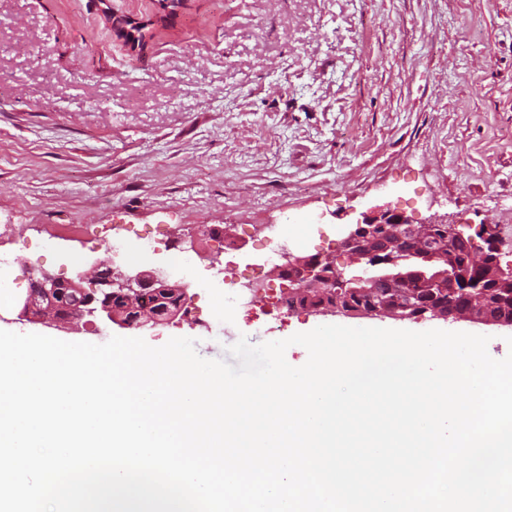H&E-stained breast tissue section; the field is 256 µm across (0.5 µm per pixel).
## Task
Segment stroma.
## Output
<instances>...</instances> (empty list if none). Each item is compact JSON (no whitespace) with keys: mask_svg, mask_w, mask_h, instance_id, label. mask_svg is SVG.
I'll use <instances>...</instances> for the list:
<instances>
[{"mask_svg":"<svg viewBox=\"0 0 512 512\" xmlns=\"http://www.w3.org/2000/svg\"><path fill=\"white\" fill-rule=\"evenodd\" d=\"M0 0V225L19 224L31 265L73 278L106 224H288L293 252L323 250L304 221L344 236L361 213L391 207L495 227L512 260V0ZM147 23L131 49L115 22ZM188 285L203 315L223 282L193 256L135 255ZM18 320L28 279L7 274ZM364 319L306 311L281 331L235 310L202 327H146L158 347L196 341L226 358L259 344Z\"/></svg>","mask_w":512,"mask_h":512,"instance_id":"1","label":"stroma"}]
</instances>
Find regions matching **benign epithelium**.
<instances>
[{
    "label": "benign epithelium",
    "mask_w": 512,
    "mask_h": 512,
    "mask_svg": "<svg viewBox=\"0 0 512 512\" xmlns=\"http://www.w3.org/2000/svg\"><path fill=\"white\" fill-rule=\"evenodd\" d=\"M462 236L459 225L440 218L414 224L390 207L362 214L340 243L339 254L288 255L273 270V277L289 283L293 306L315 315L424 322L468 321L476 325L512 328L507 315L484 295H474L465 309L420 300V294L446 293L466 277L455 262L454 242ZM485 247L475 261L486 266L496 284L512 279V264L501 265V248L490 227H484ZM359 265L367 274L346 279V268ZM419 280L421 287L412 288ZM363 294L368 304L355 305L343 289ZM155 298V308L142 306ZM185 285L169 280L160 269L123 267L95 260L75 280L47 272L30 285L19 301V317L71 335L96 331L103 325L122 329L169 325L186 320Z\"/></svg>",
    "instance_id": "benign-epithelium-1"
}]
</instances>
